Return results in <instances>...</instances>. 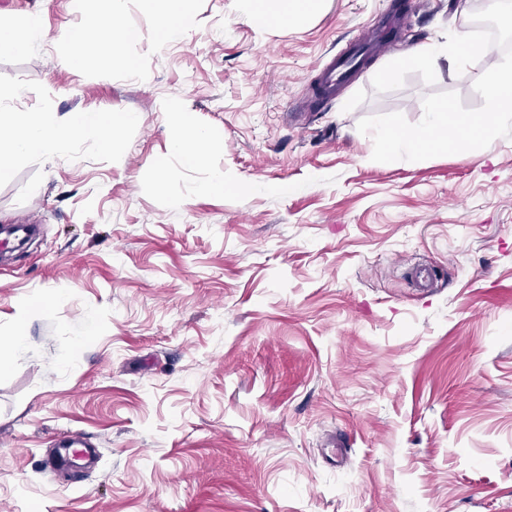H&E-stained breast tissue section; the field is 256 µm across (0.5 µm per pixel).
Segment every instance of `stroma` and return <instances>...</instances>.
<instances>
[{
	"mask_svg": "<svg viewBox=\"0 0 512 512\" xmlns=\"http://www.w3.org/2000/svg\"><path fill=\"white\" fill-rule=\"evenodd\" d=\"M393 0H316L287 26L247 0H191L188 35L67 62L103 0H0L39 15L36 51L0 55L16 112L54 123L133 112L14 159L0 225V512H512V130L484 152L395 154L433 99L485 108L481 56L433 70L416 46L474 37L491 0H407L404 38L316 100L323 66ZM206 166L170 150L177 114ZM223 172L237 186L200 192ZM435 269L430 292L407 274ZM82 434L92 465L62 469Z\"/></svg>",
	"mask_w": 512,
	"mask_h": 512,
	"instance_id": "1",
	"label": "stroma"
}]
</instances>
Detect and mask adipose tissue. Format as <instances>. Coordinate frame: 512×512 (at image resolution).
I'll list each match as a JSON object with an SVG mask.
<instances>
[{"label":"adipose tissue","instance_id":"adipose-tissue-1","mask_svg":"<svg viewBox=\"0 0 512 512\" xmlns=\"http://www.w3.org/2000/svg\"><path fill=\"white\" fill-rule=\"evenodd\" d=\"M144 9L153 13L160 39L167 40L186 34L192 28L190 0H140ZM310 0H249L247 17L265 24L283 25L298 22L310 9ZM488 57L489 63L479 80L487 95V105L480 117L456 111L447 100L430 101V121L420 132L397 134L380 130L379 138L390 144L393 152H417L434 145L436 132H444V143L452 148L471 152L484 151L491 137L499 129L512 127V60L494 57L490 47H475L468 41L444 45L422 44L410 54L415 65H439L456 62L471 53ZM19 95L18 88L0 87V129L8 130L9 138L0 144V175L6 174L10 161L16 157L48 156L57 147L81 138L103 139L105 146H112L106 138L108 128L135 124L136 113L116 112L111 116L100 113L76 112L61 125L46 122L43 117L26 112L6 109V102ZM205 129L195 125L189 116H182L174 128L170 146L182 163L188 167L203 165L207 153L204 143Z\"/></svg>","mask_w":512,"mask_h":512}]
</instances>
